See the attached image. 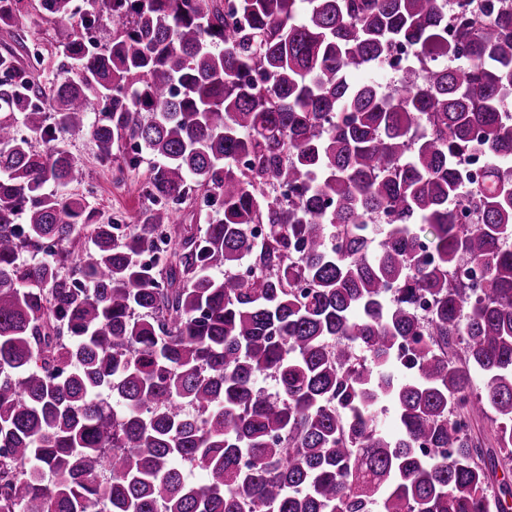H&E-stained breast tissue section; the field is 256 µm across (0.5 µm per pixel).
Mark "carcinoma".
Returning <instances> with one entry per match:
<instances>
[{
    "mask_svg": "<svg viewBox=\"0 0 512 512\" xmlns=\"http://www.w3.org/2000/svg\"><path fill=\"white\" fill-rule=\"evenodd\" d=\"M38 3L72 69L46 90L0 54V512H505L512 0H462L464 65L420 79L440 0ZM396 43L392 94L352 80ZM57 129L121 175L149 155L144 206L92 223Z\"/></svg>",
    "mask_w": 512,
    "mask_h": 512,
    "instance_id": "carcinoma-1",
    "label": "carcinoma"
}]
</instances>
